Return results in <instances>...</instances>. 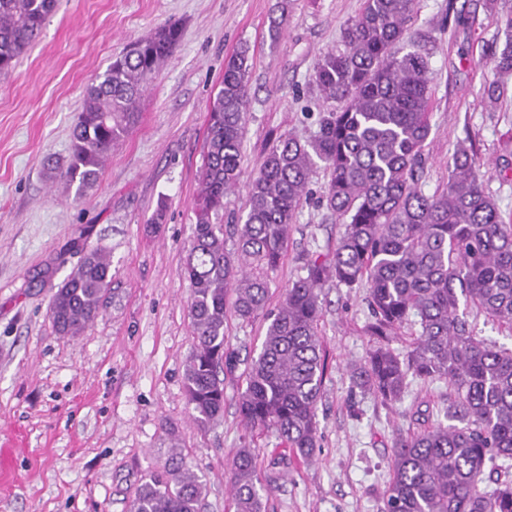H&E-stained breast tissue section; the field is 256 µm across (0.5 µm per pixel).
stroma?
Returning a JSON list of instances; mask_svg holds the SVG:
<instances>
[{"instance_id":"35a3bbf8","label":"stroma","mask_w":512,"mask_h":512,"mask_svg":"<svg viewBox=\"0 0 512 512\" xmlns=\"http://www.w3.org/2000/svg\"><path fill=\"white\" fill-rule=\"evenodd\" d=\"M363 0H58L37 40L0 74V512H129L144 476L181 451L205 490L202 512H235L227 467L243 445L274 488L265 512H381L397 435L444 418L448 383L412 380L382 403L352 384L349 366L371 347L366 285L328 281L318 324L325 352L312 460L285 452L275 435L246 429L238 410L242 373L266 322L229 318L238 356L224 375V414L191 421L183 378L193 349L183 269L209 106L224 64L249 48V106L239 186L225 217L246 205V187L281 135L316 134L324 109L309 87L316 61L340 44ZM287 23L271 40L268 20ZM512 0H418L412 29L431 32V133L420 187L448 182L458 144L484 162L487 190L512 216V76L494 102L488 46L495 14ZM178 22L181 38L149 82L135 127L108 154L96 184L66 186L43 166L67 165L85 89L133 44ZM316 168L270 285L278 305L303 256L332 255L344 227L317 200ZM164 209L165 221L153 216ZM102 248L111 283L100 314L80 335H58L49 317L57 287L83 254Z\"/></svg>"}]
</instances>
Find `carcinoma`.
Returning <instances> with one entry per match:
<instances>
[{
  "mask_svg": "<svg viewBox=\"0 0 512 512\" xmlns=\"http://www.w3.org/2000/svg\"><path fill=\"white\" fill-rule=\"evenodd\" d=\"M56 0H0V72L39 36ZM416 0H364L342 28L341 46L316 62L310 83L327 104L318 132L269 147L247 187L243 213L222 223L225 198L239 182L247 112L249 49L224 66L210 109L194 236L184 275L191 289L194 346L184 373L187 406L200 429L224 414V380L235 367L226 344L232 315H263L264 339L245 372L238 404L247 427L274 433L308 461L319 447L316 409L322 396L324 351L318 334L320 288L328 280L369 288L374 341L351 368L361 391L383 402L401 399L408 378L448 380L446 419L397 438L393 477L382 512H512V479L483 487L496 459L512 460V349L477 336L467 308L512 324V224L484 186L483 164L460 144L448 161V184L432 195L419 181L429 138L430 33L409 31ZM504 39L491 50L512 73V16L496 20ZM180 38L177 24L137 43L85 90L73 128V154L60 179L84 191L99 178L112 145L137 118L148 81ZM329 180L319 203L344 231L328 262L304 259L306 275L288 283L268 308L271 274L288 248L291 224L309 194L318 163ZM111 280L99 251L57 289L50 305L55 331L76 336L97 316ZM417 319L420 330L404 353L390 336ZM236 512H264L272 491L254 449H238L229 468ZM204 486L176 452L167 468L148 474L130 512H200Z\"/></svg>",
  "mask_w": 512,
  "mask_h": 512,
  "instance_id": "cac0c4a2",
  "label": "carcinoma"
}]
</instances>
